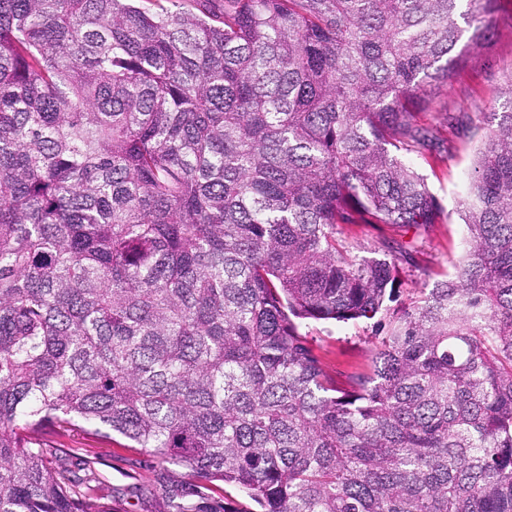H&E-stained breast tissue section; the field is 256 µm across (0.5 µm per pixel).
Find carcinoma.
Returning <instances> with one entry per match:
<instances>
[{
  "label": "carcinoma",
  "mask_w": 512,
  "mask_h": 512,
  "mask_svg": "<svg viewBox=\"0 0 512 512\" xmlns=\"http://www.w3.org/2000/svg\"><path fill=\"white\" fill-rule=\"evenodd\" d=\"M465 2L0 0V512H128L73 425L153 455L152 512H512V109L454 276L393 312L409 250L339 237L441 219L406 156L492 41ZM381 315L338 385L303 328Z\"/></svg>",
  "instance_id": "1"
}]
</instances>
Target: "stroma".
Listing matches in <instances>:
<instances>
[{
	"instance_id": "35a3bbf8",
	"label": "stroma",
	"mask_w": 512,
	"mask_h": 512,
	"mask_svg": "<svg viewBox=\"0 0 512 512\" xmlns=\"http://www.w3.org/2000/svg\"><path fill=\"white\" fill-rule=\"evenodd\" d=\"M493 22L498 36L490 45L477 48L467 41L459 42V50L467 57L466 64L420 114L422 123L437 127L441 137L448 141L447 157L435 160L415 155L411 158L443 208L441 220L421 229L396 230L379 224L342 234L350 249L361 256H373L386 239L397 240L409 248L412 260L403 265L400 274V296L404 299L454 275L467 249L465 225L458 209L466 196L489 115L501 111L508 98L507 80L512 77V0H500ZM451 112L460 115L459 124L447 125L445 116ZM380 331V326L372 320L356 324L313 323L307 329L317 353L341 382L370 364L372 340ZM65 442L75 448L92 450L98 469L106 478L102 496L122 493L129 512H143L140 490L151 484L157 466L149 452L126 447L124 439L117 435L107 439L78 429L71 431Z\"/></svg>"
}]
</instances>
